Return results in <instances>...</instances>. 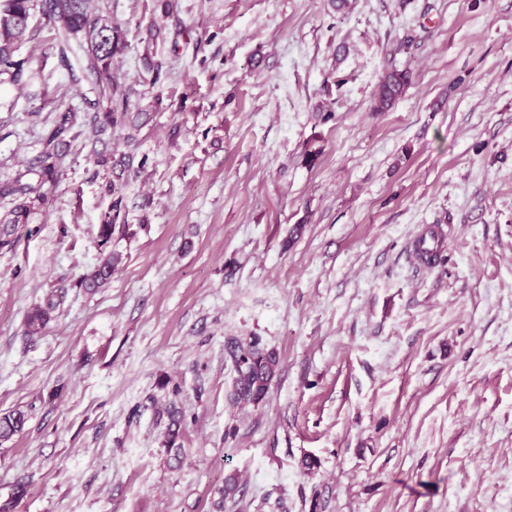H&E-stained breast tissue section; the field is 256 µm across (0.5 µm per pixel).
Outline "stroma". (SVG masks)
<instances>
[{
    "instance_id": "35a3bbf8",
    "label": "stroma",
    "mask_w": 512,
    "mask_h": 512,
    "mask_svg": "<svg viewBox=\"0 0 512 512\" xmlns=\"http://www.w3.org/2000/svg\"><path fill=\"white\" fill-rule=\"evenodd\" d=\"M100 4L127 31L114 75L151 119L132 235L96 293L76 286L110 202L84 125L95 78L71 79L42 34L21 50L40 80L0 87V182L59 113L79 133L0 249V416L27 418L0 441V504L512 512V0ZM393 64L411 82L374 111ZM435 227L428 267L412 246ZM231 338L279 356L259 405L228 401ZM55 294H50L43 304H39L32 308L27 316V329L29 334L40 333L51 321L52 313L58 308L62 301V296L56 298ZM167 417L169 419V423L167 424V428L164 435V445L171 452L174 450L172 454V458L178 463L181 460L182 454V445L180 443L177 444V441L180 437V429L182 423V416L178 408L175 405H171L167 410Z\"/></svg>"
}]
</instances>
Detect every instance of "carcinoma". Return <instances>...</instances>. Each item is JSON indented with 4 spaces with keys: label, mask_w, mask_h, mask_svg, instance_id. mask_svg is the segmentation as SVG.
I'll use <instances>...</instances> for the list:
<instances>
[{
    "label": "carcinoma",
    "mask_w": 512,
    "mask_h": 512,
    "mask_svg": "<svg viewBox=\"0 0 512 512\" xmlns=\"http://www.w3.org/2000/svg\"><path fill=\"white\" fill-rule=\"evenodd\" d=\"M47 19L45 28L49 40L58 47L60 62L73 70L67 51L71 41L78 40L87 45V70L96 76L99 98L89 102L95 112L90 116L92 137L89 139V155L95 163L107 166L112 179L106 182L104 194L112 201L98 225L97 241L101 253L100 262L83 275L77 287L94 292L104 287L121 261V255L107 248L114 235L130 234L126 224L124 189L131 177L139 174L148 164L149 157L138 155V135L148 121L145 112L129 111V97L113 79L114 58L121 54L126 44V33L118 25L101 14L98 0H0V85L8 83L17 89L29 87L39 77V72L30 66L29 58L20 57L21 48L35 39L37 30L31 27L34 12ZM411 81L410 71L395 65L386 69L374 90L375 109L386 111L402 97ZM112 103L101 112L100 100ZM124 129L122 147L112 145L116 130ZM70 113L59 115L51 131L43 139V151L38 161L31 164L16 177L0 182V197L11 201L12 207L0 218V247L14 246L15 227L25 224L35 203H42L54 188L59 168L68 156L72 133ZM61 299L50 294L44 303L32 308L27 316L30 334L40 333L52 319V313ZM226 352L233 362L236 378L230 400L234 403L263 402L277 376L279 358L276 352L261 345L258 339L242 343L230 339ZM169 423L164 435V445L173 452L175 461L181 460L182 445L178 443L182 416L172 405L167 410ZM24 414H6L0 417V440H7L20 432L24 426Z\"/></svg>",
    "instance_id": "obj_1"
}]
</instances>
